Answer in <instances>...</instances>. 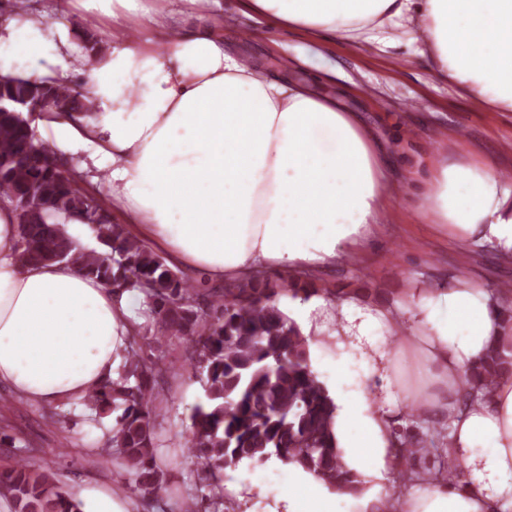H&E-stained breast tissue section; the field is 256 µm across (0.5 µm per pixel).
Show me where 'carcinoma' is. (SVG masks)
<instances>
[{"label": "carcinoma", "mask_w": 512, "mask_h": 512, "mask_svg": "<svg viewBox=\"0 0 512 512\" xmlns=\"http://www.w3.org/2000/svg\"><path fill=\"white\" fill-rule=\"evenodd\" d=\"M37 100L50 102L56 112L93 111L77 86L22 77L0 82V195L16 202L19 260L66 261L107 286L136 288L157 323L153 338L133 337L119 379L85 402L98 416L122 410L100 456L119 452L140 490L160 488L154 409L164 365L144 356L143 348L179 335L194 348L192 367L206 373L208 402L192 415L190 452L212 480L211 495L186 502L187 512H223L224 469L273 456L314 472L331 488L361 494V480L339 460L336 406L312 373L307 340L277 306L275 291L264 279H251L210 294L206 309L196 311V290L187 280L123 225L104 219L98 205L47 163L49 148L33 143L24 117ZM61 216L93 225L103 251L74 249L57 222ZM509 373L512 356L495 345L467 374L466 385L482 391ZM436 455L438 449L423 440L410 444L403 458L409 467L418 457ZM0 497L12 499L16 512H82L80 501L58 490L54 474L32 472L26 458L0 473Z\"/></svg>", "instance_id": "1"}]
</instances>
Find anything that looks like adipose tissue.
Here are the masks:
<instances>
[{
  "label": "adipose tissue",
  "instance_id": "adipose-tissue-1",
  "mask_svg": "<svg viewBox=\"0 0 512 512\" xmlns=\"http://www.w3.org/2000/svg\"><path fill=\"white\" fill-rule=\"evenodd\" d=\"M180 13L147 0H112V22L140 21L106 54L80 52L60 36L47 47L45 21L0 17V77L80 74L91 112L47 115L51 148L76 158L75 175H106L112 204L173 267L209 278L262 271L323 270L359 255L374 236L390 191L388 161L359 113L309 87L263 76L224 49L213 18L222 0H181ZM206 5L198 30L181 16ZM277 25L344 21L351 40L408 20L409 42L433 57L436 74L477 103L512 112V0H248ZM166 37V50L154 47ZM23 56L24 69L15 66ZM420 197L428 223L461 244L512 255V182L492 163L439 158ZM143 295L116 293L67 262L18 260L13 200L0 195V385L37 402H80L116 380L117 362L142 320ZM309 343V365L336 404L344 468L362 481V512H512V378L468 394L462 379L489 349L512 344V325L487 288L457 282L404 289L395 307L320 295L288 304ZM396 346H383V338ZM412 355L423 379L412 391L401 367ZM422 403L447 419L449 479L394 481L400 469L395 417ZM283 474L268 512H341L352 495L311 472L271 460Z\"/></svg>",
  "mask_w": 512,
  "mask_h": 512
}]
</instances>
